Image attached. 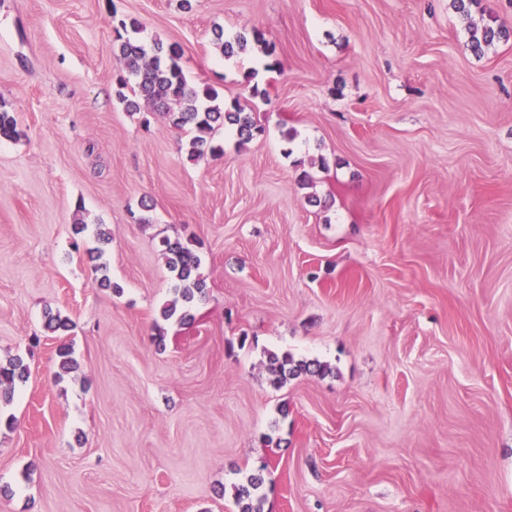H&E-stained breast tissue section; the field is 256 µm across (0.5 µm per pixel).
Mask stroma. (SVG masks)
<instances>
[{"mask_svg":"<svg viewBox=\"0 0 512 512\" xmlns=\"http://www.w3.org/2000/svg\"><path fill=\"white\" fill-rule=\"evenodd\" d=\"M129 18L262 133L193 161L125 111ZM0 100V512H234L262 465L263 512H512V40L473 54L451 0H0ZM165 236L209 292L158 342ZM270 351L329 371L275 387ZM216 44L219 45L224 58L230 59L246 50L250 37L256 44H265L262 33L255 29L246 28L231 34H225L223 29L215 30ZM91 235L99 245L94 247L90 251L92 260L98 261V263L95 265L96 272L103 273L102 276L97 280L99 286L102 288L112 289L113 292L116 293L120 292L121 287L118 284L113 283L110 277L106 274L107 263L106 261H103L105 255L103 245H105L109 241L108 233L103 228L102 224H95L93 227H91ZM29 366L20 355L10 357L6 363L0 361V425H2V407L11 404L16 385L26 382Z\"/></svg>","mask_w":512,"mask_h":512,"instance_id":"stroma-1","label":"stroma"}]
</instances>
